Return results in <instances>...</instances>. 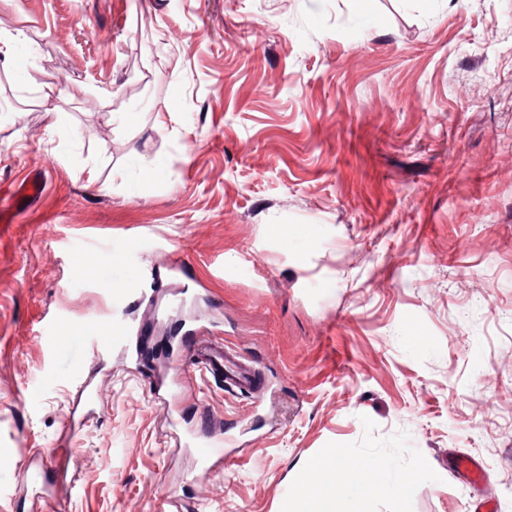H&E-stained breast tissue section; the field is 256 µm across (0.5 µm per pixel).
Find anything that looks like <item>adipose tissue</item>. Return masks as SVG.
I'll return each mask as SVG.
<instances>
[{"label": "adipose tissue", "instance_id": "ef3b65f1", "mask_svg": "<svg viewBox=\"0 0 512 512\" xmlns=\"http://www.w3.org/2000/svg\"><path fill=\"white\" fill-rule=\"evenodd\" d=\"M308 476L295 490L292 512H344L346 497L363 499L374 495L404 498L413 478L392 473L382 460L346 462L342 450L307 459Z\"/></svg>", "mask_w": 512, "mask_h": 512}]
</instances>
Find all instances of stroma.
<instances>
[{"instance_id": "35a3bbf8", "label": "stroma", "mask_w": 512, "mask_h": 512, "mask_svg": "<svg viewBox=\"0 0 512 512\" xmlns=\"http://www.w3.org/2000/svg\"><path fill=\"white\" fill-rule=\"evenodd\" d=\"M1 30L0 185L46 187L0 223V512H282L336 448L417 473L348 512H512V0H0ZM80 256L148 291L101 358ZM192 365L210 374L215 380L225 379L239 388L248 387L252 381L249 373L254 366L237 364L223 347L201 343L190 351Z\"/></svg>"}]
</instances>
